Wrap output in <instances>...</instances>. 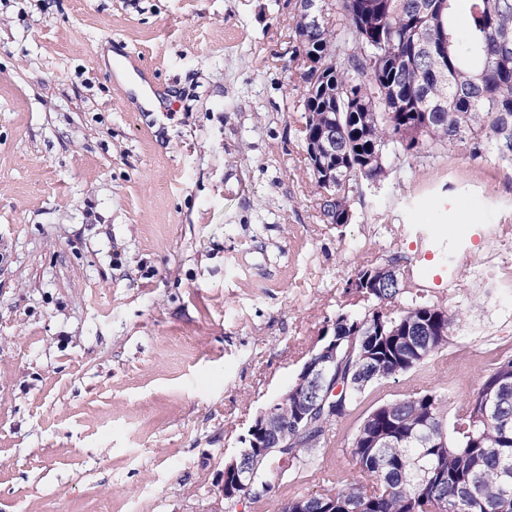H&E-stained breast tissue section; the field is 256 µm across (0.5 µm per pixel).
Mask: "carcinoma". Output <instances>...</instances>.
<instances>
[{"instance_id":"obj_1","label":"carcinoma","mask_w":512,"mask_h":512,"mask_svg":"<svg viewBox=\"0 0 512 512\" xmlns=\"http://www.w3.org/2000/svg\"><path fill=\"white\" fill-rule=\"evenodd\" d=\"M464 1V26L455 23ZM319 24L297 12L291 37L304 70L303 122L298 129L327 224H349L361 180H384L405 159L463 143L473 159L493 155L512 167V0H325ZM336 131V160L324 163L310 144ZM342 173L336 187L329 169ZM347 289L373 306L358 316L336 313L333 335L352 354L338 373L336 401L356 405L364 387L353 375L366 353L369 383L395 380L452 344L459 313L404 287L396 270L383 287ZM410 336L409 353L380 338H358L368 325ZM512 353L499 356L477 391L460 405L435 388L384 402L369 411L347 443L365 477L346 478L314 493L326 512H512ZM389 430L385 448L373 437ZM309 434H288L294 463L280 478L309 471Z\"/></svg>"}]
</instances>
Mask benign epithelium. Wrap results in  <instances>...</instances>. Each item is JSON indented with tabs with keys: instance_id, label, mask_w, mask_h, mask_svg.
Segmentation results:
<instances>
[{
	"instance_id": "7a95c632",
	"label": "benign epithelium",
	"mask_w": 512,
	"mask_h": 512,
	"mask_svg": "<svg viewBox=\"0 0 512 512\" xmlns=\"http://www.w3.org/2000/svg\"><path fill=\"white\" fill-rule=\"evenodd\" d=\"M336 361V342H331L321 352L309 359L301 369V376L308 386L299 393L286 394L262 410L251 425L248 436L243 438L245 448L224 462L217 478L220 486L221 512L239 507L246 498H259L257 474L268 460L277 457L288 462L285 453L287 428L282 418L293 409L294 428L322 406L330 396L339 393L341 385L333 381L332 364Z\"/></svg>"
}]
</instances>
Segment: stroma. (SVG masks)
Listing matches in <instances>:
<instances>
[{
    "instance_id": "35a3bbf8",
    "label": "stroma",
    "mask_w": 512,
    "mask_h": 512,
    "mask_svg": "<svg viewBox=\"0 0 512 512\" xmlns=\"http://www.w3.org/2000/svg\"><path fill=\"white\" fill-rule=\"evenodd\" d=\"M295 0H0V512H215L217 473L285 394L346 283L393 263L461 309L453 345L368 386L316 471L359 470L363 414L468 398L512 349V169L465 146L319 218L297 130ZM163 102L147 112L105 53ZM499 272L477 269L485 226Z\"/></svg>"
}]
</instances>
